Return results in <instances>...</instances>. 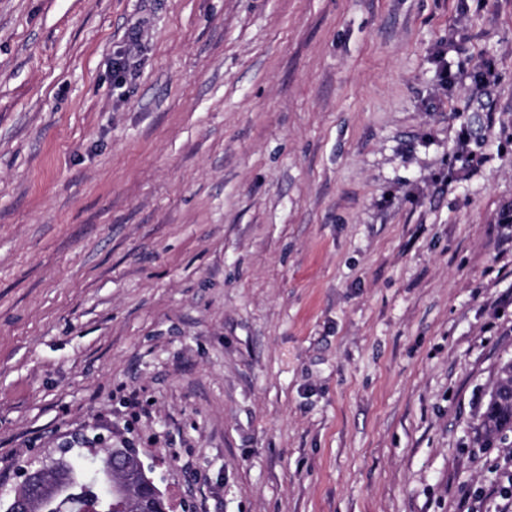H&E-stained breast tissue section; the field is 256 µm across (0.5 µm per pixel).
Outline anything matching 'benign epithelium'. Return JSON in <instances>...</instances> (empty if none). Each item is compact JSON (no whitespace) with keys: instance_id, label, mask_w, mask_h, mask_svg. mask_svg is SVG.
Here are the masks:
<instances>
[{"instance_id":"7a95c632","label":"benign epithelium","mask_w":512,"mask_h":512,"mask_svg":"<svg viewBox=\"0 0 512 512\" xmlns=\"http://www.w3.org/2000/svg\"><path fill=\"white\" fill-rule=\"evenodd\" d=\"M59 449V458L34 472L24 471L12 495L15 512H44L55 504L67 512L73 498L72 470L68 452ZM112 469L108 475H99L105 492L96 498L82 499L76 503L79 512H141L135 508L136 496L149 493L162 498L152 467L144 464L135 448H110Z\"/></svg>"}]
</instances>
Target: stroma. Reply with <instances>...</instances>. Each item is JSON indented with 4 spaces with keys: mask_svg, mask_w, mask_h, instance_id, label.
Instances as JSON below:
<instances>
[{
    "mask_svg": "<svg viewBox=\"0 0 512 512\" xmlns=\"http://www.w3.org/2000/svg\"><path fill=\"white\" fill-rule=\"evenodd\" d=\"M510 210L512 0H0V501L101 433L171 512H493Z\"/></svg>",
    "mask_w": 512,
    "mask_h": 512,
    "instance_id": "1",
    "label": "stroma"
}]
</instances>
